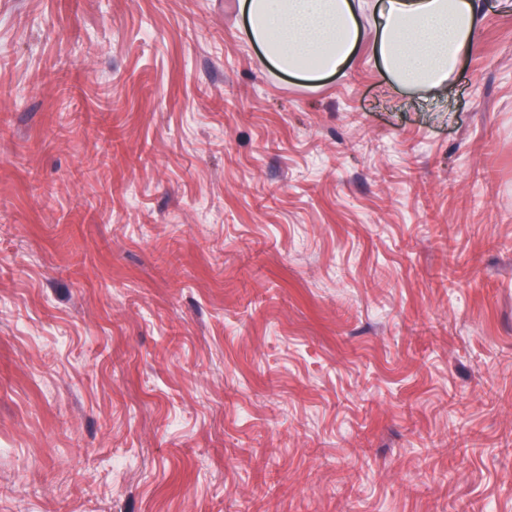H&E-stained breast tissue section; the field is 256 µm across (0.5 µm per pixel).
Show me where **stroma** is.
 Instances as JSON below:
<instances>
[{"mask_svg": "<svg viewBox=\"0 0 512 512\" xmlns=\"http://www.w3.org/2000/svg\"><path fill=\"white\" fill-rule=\"evenodd\" d=\"M241 25L0 0V512H512V12L442 91Z\"/></svg>", "mask_w": 512, "mask_h": 512, "instance_id": "35a3bbf8", "label": "stroma"}]
</instances>
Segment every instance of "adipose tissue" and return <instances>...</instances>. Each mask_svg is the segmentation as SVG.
Returning <instances> with one entry per match:
<instances>
[{
	"mask_svg": "<svg viewBox=\"0 0 512 512\" xmlns=\"http://www.w3.org/2000/svg\"><path fill=\"white\" fill-rule=\"evenodd\" d=\"M245 38L282 73L314 80L340 72L363 39L361 0H238ZM374 46L401 86L444 88L476 46L477 0H374Z\"/></svg>",
	"mask_w": 512,
	"mask_h": 512,
	"instance_id": "obj_1",
	"label": "adipose tissue"
}]
</instances>
